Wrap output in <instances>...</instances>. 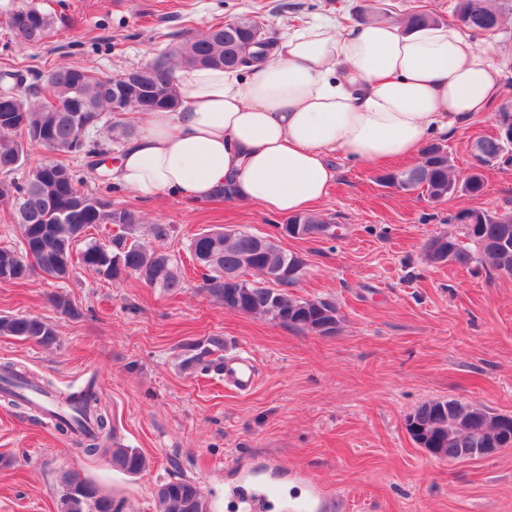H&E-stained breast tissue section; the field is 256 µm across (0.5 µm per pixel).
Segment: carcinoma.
<instances>
[{"label": "carcinoma", "mask_w": 512, "mask_h": 512, "mask_svg": "<svg viewBox=\"0 0 512 512\" xmlns=\"http://www.w3.org/2000/svg\"><path fill=\"white\" fill-rule=\"evenodd\" d=\"M495 0H455L454 22L474 34L499 28L501 11ZM51 17L35 6L16 10L9 19L15 40L22 45L44 43L51 28ZM272 48L263 28L250 17L214 27L189 40L177 51L175 61L164 57L156 64L172 68L189 66H221L226 69L247 68ZM123 86L122 79L99 76L82 67L57 69L47 76L44 100L32 104L21 94L12 112L0 111V200L21 210L15 219L20 231L19 243L0 247V278L23 281L39 271L56 280L70 277L78 264L106 280L117 281L134 275L152 288L166 292L181 287V269L172 255L157 250L137 236L141 219L131 209H112V202L85 192L84 179L69 165L49 159L37 166L24 168L30 146L53 152L84 154L86 166L103 157L109 150L90 137L79 139L77 126L90 122L98 127L104 111L112 110V91ZM125 112H156L165 101L178 105L176 85L162 80L156 92L125 93ZM473 157L479 167L512 160V146L499 147L492 137L477 140ZM23 172L20 179L17 172ZM385 187L425 192L432 202H440L460 191L478 195L484 189L480 171L464 181L454 174L448 148L427 145L420 162L402 172H387L378 177ZM464 215L469 223L459 225L461 237L436 236L424 249L431 265L456 263L468 265L481 258L502 274L512 275V212L489 213L464 208L448 217L455 224ZM288 224H299L303 237H332L335 229L314 213H301L287 218ZM115 225L118 232L109 244L102 245L89 236L92 228ZM188 250L203 273V287L224 308L243 314L267 316L282 325L315 331L327 326L331 334L337 326L336 305L324 299H302L288 288L300 279L306 259L284 250L278 238L237 230H207L197 234ZM275 268L280 277L265 286L245 279L249 272L267 276ZM0 336H13L42 347L56 343L54 325L40 316L0 315ZM184 366H196L215 355L214 370L224 367V339L211 336L183 346ZM32 384L51 394L59 402L73 407L74 414L59 419L56 428L76 448L88 456L112 455L113 463L129 475H139L148 467L145 456L135 448L112 447L109 440L112 424L101 409L95 382L67 394H58L46 384L14 368L0 366V396L13 406H38L14 390L15 382ZM407 429L414 443L431 449L435 457L454 462L465 459L467 448H511L512 427L504 426L498 417L479 405L452 398L428 401L407 417ZM157 512H207L199 487L190 480L161 484L155 491ZM58 512H121L112 497L101 492L93 482L77 481L67 474L62 479Z\"/></svg>", "instance_id": "carcinoma-1"}]
</instances>
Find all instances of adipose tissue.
<instances>
[{"label":"adipose tissue","instance_id":"ef3b65f1","mask_svg":"<svg viewBox=\"0 0 512 512\" xmlns=\"http://www.w3.org/2000/svg\"><path fill=\"white\" fill-rule=\"evenodd\" d=\"M495 55L450 22L290 27L249 77L182 68L177 108L134 114L142 130L112 178L147 201L190 203L231 179L236 200L304 213L336 178L333 158L412 159L491 112L503 92Z\"/></svg>","mask_w":512,"mask_h":512}]
</instances>
